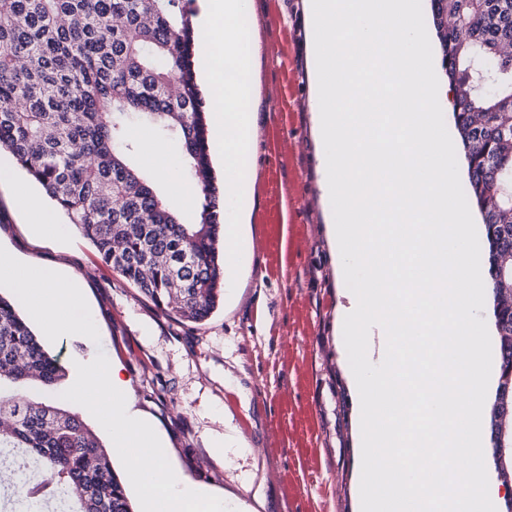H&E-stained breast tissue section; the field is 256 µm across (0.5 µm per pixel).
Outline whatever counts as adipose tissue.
<instances>
[{"mask_svg": "<svg viewBox=\"0 0 512 512\" xmlns=\"http://www.w3.org/2000/svg\"><path fill=\"white\" fill-rule=\"evenodd\" d=\"M0 270L10 273L46 337L91 334V324L82 313L83 293L60 268L47 266L29 272L11 253L0 250ZM126 390L117 365L94 360L77 364L75 394L111 433L112 451L124 459L128 476L149 512H223L222 499L186 483L168 466L164 441L154 433L151 421L127 401Z\"/></svg>", "mask_w": 512, "mask_h": 512, "instance_id": "adipose-tissue-1", "label": "adipose tissue"}]
</instances>
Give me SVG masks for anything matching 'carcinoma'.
<instances>
[{
	"label": "carcinoma",
	"mask_w": 512,
	"mask_h": 512,
	"mask_svg": "<svg viewBox=\"0 0 512 512\" xmlns=\"http://www.w3.org/2000/svg\"><path fill=\"white\" fill-rule=\"evenodd\" d=\"M469 198L482 217L498 371L487 414L512 416V0H431ZM196 39L185 0H0V150L90 241L99 259L182 325H201L224 294V237ZM137 130L180 146L204 203L181 222L139 161ZM65 377L0 296V448L37 461L26 483L72 512H132L112 452L53 391ZM39 385L40 401L27 396Z\"/></svg>",
	"instance_id": "cac0c4a2"
}]
</instances>
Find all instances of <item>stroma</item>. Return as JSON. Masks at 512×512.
<instances>
[{
    "label": "stroma",
    "mask_w": 512,
    "mask_h": 512,
    "mask_svg": "<svg viewBox=\"0 0 512 512\" xmlns=\"http://www.w3.org/2000/svg\"><path fill=\"white\" fill-rule=\"evenodd\" d=\"M309 2L253 0L257 151L246 201L252 232L242 237L251 275L205 324L174 322L101 263L63 213L54 215L59 240L35 236L14 199L18 184L41 191L24 171L0 186V248L31 267L65 268L96 329L91 341L43 339L67 371L58 397L74 399L76 360L118 364L132 403L151 418L182 476L256 512H359L358 404L338 325L347 299L327 231L312 114ZM228 379L239 394L225 391ZM228 413L247 444L229 460L212 446Z\"/></svg>",
    "instance_id": "1"
}]
</instances>
